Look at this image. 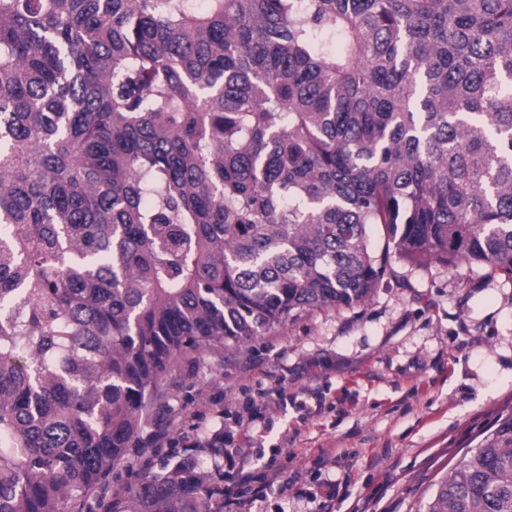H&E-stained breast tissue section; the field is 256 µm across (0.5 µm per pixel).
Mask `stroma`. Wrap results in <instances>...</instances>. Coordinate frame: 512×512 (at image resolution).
Masks as SVG:
<instances>
[{"instance_id": "35a3bbf8", "label": "stroma", "mask_w": 512, "mask_h": 512, "mask_svg": "<svg viewBox=\"0 0 512 512\" xmlns=\"http://www.w3.org/2000/svg\"><path fill=\"white\" fill-rule=\"evenodd\" d=\"M177 448L257 397L246 469L281 466L286 491L252 512H425L437 484L512 411V283L488 271L392 260L368 300L306 313L198 372L165 379Z\"/></svg>"}]
</instances>
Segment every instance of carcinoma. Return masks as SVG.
<instances>
[{
	"mask_svg": "<svg viewBox=\"0 0 512 512\" xmlns=\"http://www.w3.org/2000/svg\"><path fill=\"white\" fill-rule=\"evenodd\" d=\"M393 256L512 282V0H0V512H224L164 378ZM426 512H512V412Z\"/></svg>",
	"mask_w": 512,
	"mask_h": 512,
	"instance_id": "1",
	"label": "carcinoma"
}]
</instances>
